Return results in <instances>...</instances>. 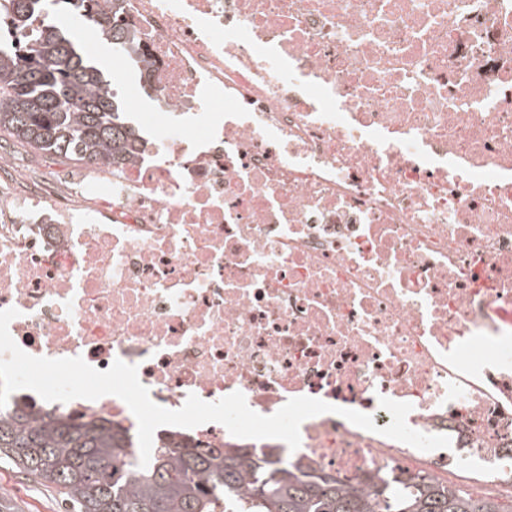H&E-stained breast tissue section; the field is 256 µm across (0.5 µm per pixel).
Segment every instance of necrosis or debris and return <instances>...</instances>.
Returning <instances> with one entry per match:
<instances>
[{"label": "necrosis or debris", "instance_id": "necrosis-or-debris-1", "mask_svg": "<svg viewBox=\"0 0 512 512\" xmlns=\"http://www.w3.org/2000/svg\"><path fill=\"white\" fill-rule=\"evenodd\" d=\"M112 13L153 109L131 163L0 187L16 344L136 366L170 410L334 407L294 451L217 422L159 427L173 448L512 496V0H94ZM383 397L450 447L381 435ZM58 408L138 431L114 395Z\"/></svg>", "mask_w": 512, "mask_h": 512}]
</instances>
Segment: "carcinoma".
I'll list each match as a JSON object with an SVG mask.
<instances>
[{
	"label": "carcinoma",
	"mask_w": 512,
	"mask_h": 512,
	"mask_svg": "<svg viewBox=\"0 0 512 512\" xmlns=\"http://www.w3.org/2000/svg\"><path fill=\"white\" fill-rule=\"evenodd\" d=\"M87 0H0V132L40 155L123 165L137 135L111 81L50 23ZM123 48L118 15L93 23ZM0 461L56 488L73 512H512V501L474 498L426 478L379 477L365 488L283 460L199 445L152 447L103 420L0 407Z\"/></svg>",
	"instance_id": "1"
}]
</instances>
